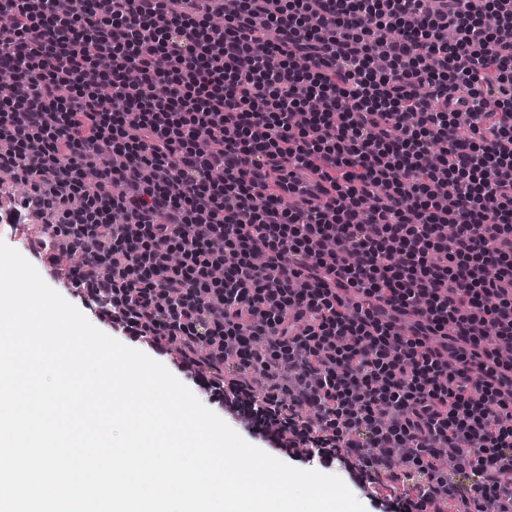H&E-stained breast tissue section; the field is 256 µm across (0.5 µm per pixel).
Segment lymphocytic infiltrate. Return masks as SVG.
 I'll return each mask as SVG.
<instances>
[{
    "label": "lymphocytic infiltrate",
    "instance_id": "obj_1",
    "mask_svg": "<svg viewBox=\"0 0 512 512\" xmlns=\"http://www.w3.org/2000/svg\"><path fill=\"white\" fill-rule=\"evenodd\" d=\"M60 2L0 0L48 271L381 512H512V0Z\"/></svg>",
    "mask_w": 512,
    "mask_h": 512
}]
</instances>
